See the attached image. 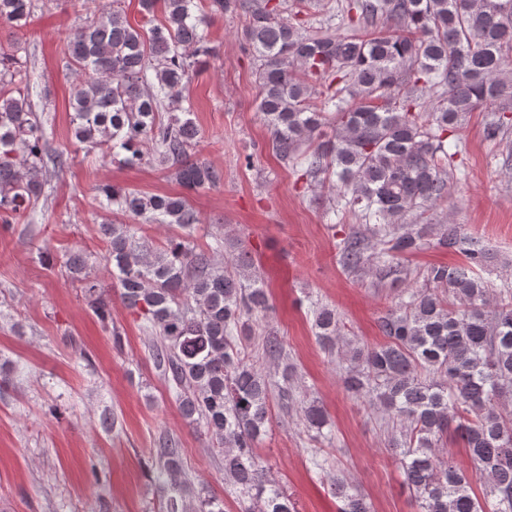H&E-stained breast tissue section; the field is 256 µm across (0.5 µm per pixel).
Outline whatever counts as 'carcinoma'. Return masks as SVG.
<instances>
[{"label":"carcinoma","instance_id":"obj_1","mask_svg":"<svg viewBox=\"0 0 512 512\" xmlns=\"http://www.w3.org/2000/svg\"><path fill=\"white\" fill-rule=\"evenodd\" d=\"M37 0H0V20L23 27ZM270 0H209L222 14H250L243 37L257 62L259 111L272 133V149L327 190L328 209L352 216L340 247L344 268L391 265L420 250L437 233L438 245L465 256V266L433 265L423 286L406 289L381 317L385 343L352 345L328 307L313 309L315 336L346 362L345 389L400 426L391 438L399 450L407 487L419 512H512V288L490 293L475 273L489 253L458 224L406 221L448 197L449 168L458 144L448 135L482 105L512 99V0H347L346 32L309 33L276 13ZM101 0L95 19L69 44L75 76L70 96L73 137L79 148L129 166L153 156L188 191L215 187L221 173L190 160L199 129L182 106L190 73L211 47L207 14L197 0H140L146 15L162 14L136 28L119 7ZM386 21L393 32L377 30ZM34 83L15 46H0V212L35 222L44 197L49 155L47 119L35 109ZM435 97L432 111L423 99ZM173 111L167 120L160 112ZM331 122L333 135L323 139ZM512 127L498 113L486 125L497 141ZM106 209L136 224L100 227L108 242L106 266L126 308L157 333L156 365L173 384L183 416L203 423L224 462V480L252 502L250 512H296L290 496L272 484L256 446L268 424L271 382L246 350L251 321L267 310V295L243 249L217 261L224 241L196 249L190 232L200 222L183 196L147 194L104 184ZM141 224H174L184 231L156 251L138 235ZM383 248L372 250L371 239ZM82 282L95 315L111 318V297L86 274L87 259L66 260ZM263 350L281 358L283 343L269 333ZM316 436L328 426L325 410L302 407ZM460 437L472 474L443 440ZM156 455L172 491L164 512H224L223 501L198 496L185 503L178 474L182 448L166 438ZM483 481L484 498L472 488ZM340 512H371L364 495L343 475L335 479Z\"/></svg>","mask_w":512,"mask_h":512}]
</instances>
